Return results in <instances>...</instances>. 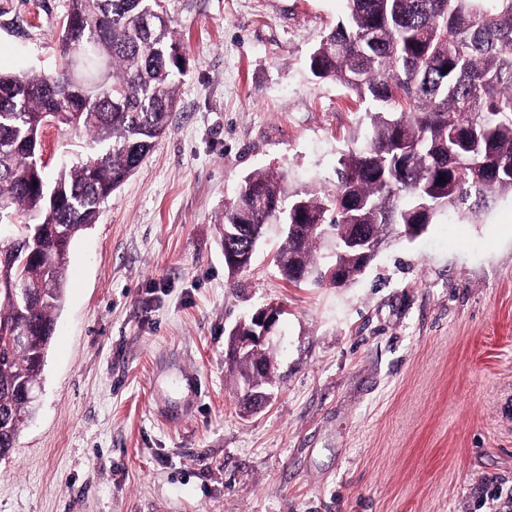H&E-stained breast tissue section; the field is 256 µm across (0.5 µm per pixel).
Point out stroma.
I'll return each mask as SVG.
<instances>
[{
    "mask_svg": "<svg viewBox=\"0 0 512 512\" xmlns=\"http://www.w3.org/2000/svg\"><path fill=\"white\" fill-rule=\"evenodd\" d=\"M67 0H0V72L54 69ZM186 73L169 129L70 246L0 512H502L512 501V199L394 234L345 288L295 285L271 225L224 263L247 175L329 190L364 109L310 52L348 0H167ZM284 309L272 400L225 362ZM502 497L487 503V492ZM281 309L267 306L259 309L252 317L251 330L246 334H237V326L232 330L226 361L231 367L237 361L250 355L255 349L267 345L278 324Z\"/></svg>",
    "mask_w": 512,
    "mask_h": 512,
    "instance_id": "stroma-1",
    "label": "stroma"
}]
</instances>
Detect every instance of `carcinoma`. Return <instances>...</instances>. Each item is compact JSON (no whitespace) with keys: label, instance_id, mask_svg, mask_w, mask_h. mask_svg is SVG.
<instances>
[{"label":"carcinoma","instance_id":"obj_1","mask_svg":"<svg viewBox=\"0 0 512 512\" xmlns=\"http://www.w3.org/2000/svg\"><path fill=\"white\" fill-rule=\"evenodd\" d=\"M348 15L309 55L318 79L349 89L366 105L355 146L339 158L333 190L290 193L284 173L257 171L224 207L227 244L244 251L239 224H295L275 263L299 284L348 286L367 265L345 236L359 225L382 239L394 229L421 235L450 209L472 214L512 197V0H348ZM154 10L149 28L142 14ZM61 67L0 73V229L23 216L29 227L0 249V285L39 289L33 298L0 295V333L25 331L30 345L0 340V458L15 448L29 406L14 390L37 382L65 298L70 245L97 222L100 206L141 165L168 130L177 105L183 51L156 0H68ZM449 71L442 72V69ZM85 139V160L65 163L49 184L38 161L44 115ZM445 177L440 183L438 179ZM336 255H320L323 230ZM55 255L48 265L39 255ZM261 348L236 365L238 380L268 365Z\"/></svg>","mask_w":512,"mask_h":512}]
</instances>
